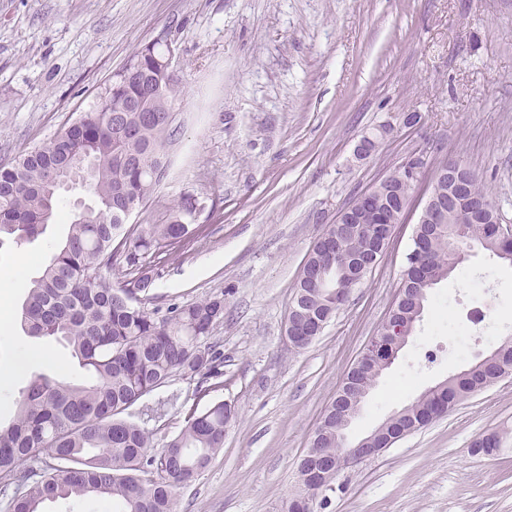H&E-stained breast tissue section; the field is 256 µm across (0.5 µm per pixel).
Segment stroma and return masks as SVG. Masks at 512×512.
Returning a JSON list of instances; mask_svg holds the SVG:
<instances>
[{
    "instance_id": "obj_1",
    "label": "stroma",
    "mask_w": 512,
    "mask_h": 512,
    "mask_svg": "<svg viewBox=\"0 0 512 512\" xmlns=\"http://www.w3.org/2000/svg\"><path fill=\"white\" fill-rule=\"evenodd\" d=\"M148 44L171 46L175 139L171 165L134 224H161L185 196L201 231L187 248L149 258L150 306L219 296L212 333L224 376L206 395L174 379L131 407L155 446L193 407L232 404L236 419L210 466L178 491L179 512H281L296 469L347 370L380 333L400 288L413 223L396 225L377 267L347 306L298 349L285 322L301 267L326 224L358 193L424 156L423 180L444 160L479 175L512 226V0H0V165L59 133L90 110L114 75ZM416 112L407 127L402 115ZM380 135L357 160L362 135ZM83 188L63 193L45 233L0 247V272L28 258L37 276L62 241ZM490 274L487 302L497 340L451 357L467 313L468 274ZM26 288L10 293L0 328V367L27 347L46 349L0 386V422L14 414L31 375L84 381L67 348L25 335ZM512 339V265L474 248L432 289L398 359L370 391L348 432L368 435L394 412L478 355ZM162 418L152 419L157 407ZM497 433L495 455L472 442ZM321 512H512V377L461 398L447 415L378 457L343 471Z\"/></svg>"
}]
</instances>
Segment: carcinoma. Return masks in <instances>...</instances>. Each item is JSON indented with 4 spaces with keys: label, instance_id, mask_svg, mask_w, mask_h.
I'll return each instance as SVG.
<instances>
[{
    "label": "carcinoma",
    "instance_id": "cac0c4a2",
    "mask_svg": "<svg viewBox=\"0 0 512 512\" xmlns=\"http://www.w3.org/2000/svg\"><path fill=\"white\" fill-rule=\"evenodd\" d=\"M177 90L171 81L151 86L118 79L94 108L70 122L45 144L0 167V244L21 246L43 234L56 216L63 187L49 173L90 163L82 187L94 204L72 215L65 239L56 246L41 275L31 281L22 305L21 325L31 338L64 341L89 383L33 376L19 393L13 420L0 425V512H43L44 503L107 497L117 512H177V489L188 485L224 448L234 413L222 402L190 410L180 431L152 450V433L125 419L138 401L175 376L199 377L204 384L224 376V353L208 342L224 320V299L210 297L189 305L169 304L152 311L140 294L150 276L149 254L186 247L198 226L188 223L196 210L191 196L170 204L164 224L127 225L129 203L143 205L158 189L153 178L166 171L165 146L174 136V113L167 111ZM157 109L148 121L132 105ZM446 235L425 242L431 267L454 271V245L471 241L501 260L508 247L485 224H445ZM372 242L344 237L346 258ZM315 251H310L295 286L307 320L328 311L330 289L314 285ZM122 269L133 280L112 285L106 272ZM497 362L468 367V377L449 379L445 395L420 397L400 419L419 424L416 411L438 401L453 406L468 392L512 375V342L496 348ZM311 447L331 457L343 447L336 437V402L314 430ZM311 489L328 497L336 485L306 471Z\"/></svg>",
    "mask_w": 512,
    "mask_h": 512
}]
</instances>
